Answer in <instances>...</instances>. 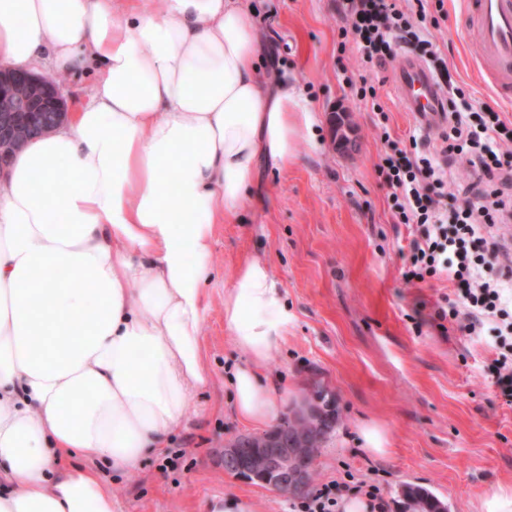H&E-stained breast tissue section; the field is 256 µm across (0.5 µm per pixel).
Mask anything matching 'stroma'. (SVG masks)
I'll use <instances>...</instances> for the list:
<instances>
[{
	"label": "stroma",
	"instance_id": "1",
	"mask_svg": "<svg viewBox=\"0 0 512 512\" xmlns=\"http://www.w3.org/2000/svg\"><path fill=\"white\" fill-rule=\"evenodd\" d=\"M445 16L430 26L438 55L455 85L496 101L512 122V106L480 80L475 43L464 39L460 0H444ZM270 67L311 110L312 127L288 170L264 169L265 204L219 225L213 265L231 280L237 266L260 256L288 299L293 319L280 350L266 362L265 381L288 395L286 418L314 387L334 394L341 420L322 448L315 488L348 477L380 487L388 512H402L401 489H429L448 512H476L497 485H512V407L492 383L496 338L441 331L431 320L444 281H406L400 252L409 235L378 165L385 139L420 133L394 94L396 63L356 66L355 44L342 37L336 0H258ZM379 88L380 110L361 101L362 83ZM211 375L160 451L112 479L114 512H206L209 500L234 495L258 512H290L292 496L224 472L225 440L259 434L239 421L227 376L242 358L224 325V300L214 292L203 325ZM366 422L387 433L391 452L366 451Z\"/></svg>",
	"mask_w": 512,
	"mask_h": 512
}]
</instances>
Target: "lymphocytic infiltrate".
Returning a JSON list of instances; mask_svg holds the SVG:
<instances>
[{
    "label": "lymphocytic infiltrate",
    "instance_id": "f902f5d3",
    "mask_svg": "<svg viewBox=\"0 0 512 512\" xmlns=\"http://www.w3.org/2000/svg\"><path fill=\"white\" fill-rule=\"evenodd\" d=\"M403 0H339L338 12L350 23L349 32L364 66H381L407 47L434 55L427 28H413ZM446 125L439 134L440 152L464 158L481 183L512 180V130L500 117L483 119L485 103L451 85L449 71ZM380 165L392 191L399 223L411 225L407 245V281L429 278L447 281L453 292L436 303L434 321L447 322L468 336L480 335L485 323L497 321L499 345L491 369L505 403L512 405V278L495 275L502 254L490 238V227L512 222L500 201L479 197L449 210L445 171L430 155L387 140Z\"/></svg>",
    "mask_w": 512,
    "mask_h": 512
}]
</instances>
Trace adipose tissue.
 I'll list each match as a JSON object with an SVG mask.
<instances>
[{"instance_id":"ef3b65f1","label":"adipose tissue","mask_w":512,"mask_h":512,"mask_svg":"<svg viewBox=\"0 0 512 512\" xmlns=\"http://www.w3.org/2000/svg\"><path fill=\"white\" fill-rule=\"evenodd\" d=\"M263 53L246 0H0V66L96 74L0 174V512H112L111 473L163 448L209 385L217 226L258 200L262 168L295 162L310 120ZM292 318L265 259L237 268L243 422L274 417L260 369Z\"/></svg>"}]
</instances>
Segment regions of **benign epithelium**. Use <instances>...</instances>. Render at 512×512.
Here are the masks:
<instances>
[{"label": "benign epithelium", "instance_id": "benign-epithelium-1", "mask_svg": "<svg viewBox=\"0 0 512 512\" xmlns=\"http://www.w3.org/2000/svg\"><path fill=\"white\" fill-rule=\"evenodd\" d=\"M21 83L39 91L38 107L55 113L57 123H63L68 114L60 85L53 79L31 72L0 67V95H11ZM33 103L24 100L18 111L25 116L3 115L0 117V147L17 149L29 139ZM325 393H310L298 402L288 421L281 423L266 434L253 436L242 434L224 445L219 464L225 468L243 469L248 464L246 451L255 449L257 442L264 441V459L258 482L271 490L276 486L308 488L312 484L311 461L317 455L316 447L323 441V434L308 432L302 426L324 418Z\"/></svg>", "mask_w": 512, "mask_h": 512}]
</instances>
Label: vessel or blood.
<instances>
[{"mask_svg":"<svg viewBox=\"0 0 512 512\" xmlns=\"http://www.w3.org/2000/svg\"><path fill=\"white\" fill-rule=\"evenodd\" d=\"M467 34L479 45L482 76L501 93L512 92V0H476ZM394 90L422 128L442 123L446 91L426 62L407 57L395 74Z\"/></svg>","mask_w":512,"mask_h":512,"instance_id":"1","label":"vessel or blood"}]
</instances>
